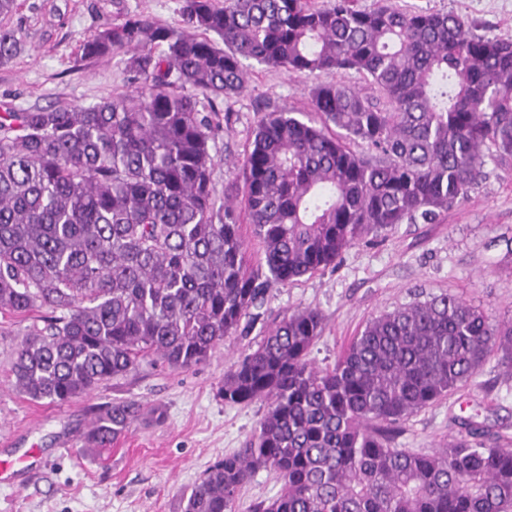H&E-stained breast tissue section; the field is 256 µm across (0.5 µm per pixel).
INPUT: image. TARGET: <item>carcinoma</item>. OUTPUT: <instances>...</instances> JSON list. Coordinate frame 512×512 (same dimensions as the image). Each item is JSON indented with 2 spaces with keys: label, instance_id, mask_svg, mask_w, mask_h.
<instances>
[{
  "label": "carcinoma",
  "instance_id": "obj_1",
  "mask_svg": "<svg viewBox=\"0 0 512 512\" xmlns=\"http://www.w3.org/2000/svg\"><path fill=\"white\" fill-rule=\"evenodd\" d=\"M182 29L126 14L84 40L126 54L133 90L94 105L0 113V313L33 324L11 376L35 402L88 395L147 357L205 361L261 307L269 282L335 264L398 224L465 200L485 158L512 157V40L455 12L352 0H182ZM21 44L0 25V63ZM314 77L319 123L258 121L219 196L216 141L245 62ZM205 98L208 105L201 104ZM242 191L244 209L237 205ZM247 221L268 275L247 264ZM314 308L273 322L224 371L228 405L261 403L252 438L192 486L184 512H236L266 470L281 484L255 512H512V445L472 419L431 452L395 447L401 424L467 383L492 354L512 367V319L441 292L371 318L320 368ZM140 418L101 407L84 432L108 448Z\"/></svg>",
  "mask_w": 512,
  "mask_h": 512
}]
</instances>
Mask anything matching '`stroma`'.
Wrapping results in <instances>:
<instances>
[{
	"label": "stroma",
	"mask_w": 512,
	"mask_h": 512,
	"mask_svg": "<svg viewBox=\"0 0 512 512\" xmlns=\"http://www.w3.org/2000/svg\"><path fill=\"white\" fill-rule=\"evenodd\" d=\"M408 7L466 16L479 35L512 38V0H406ZM182 0H16L6 20L20 29L19 53L0 65V113L6 109L90 105L129 90L125 55L86 59L83 39L125 14L181 27ZM314 78L256 63L246 87L214 102L235 121L217 142V189L253 139L260 110L309 112ZM512 159H487L484 175L461 203L432 224H399L349 249L336 265L291 284L268 288L255 324L226 337L188 370L142 362L94 393L62 404L34 402L12 385L10 364L31 317L0 314V457L30 455L25 477L0 486V512H183L184 498L224 455L245 446L263 405L230 406L218 394L231 363L254 349L263 328L290 311L311 307L325 330L311 350L333 366L368 319L448 291L497 318H512ZM134 400L144 416L99 454L82 434L95 410ZM163 422H155V412ZM512 434V370L490 356L468 383L409 418L397 447L430 451L461 434L460 419Z\"/></svg>",
	"instance_id": "1"
}]
</instances>
